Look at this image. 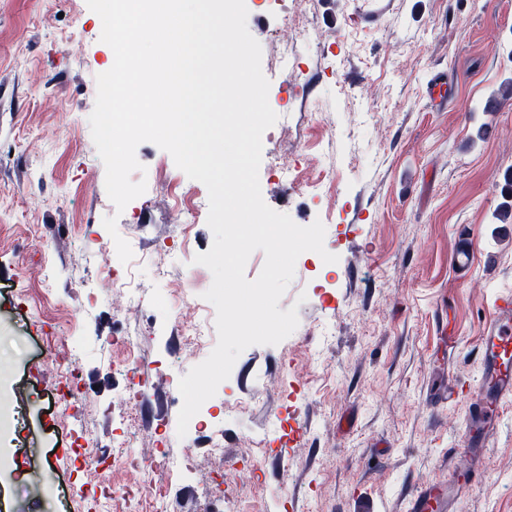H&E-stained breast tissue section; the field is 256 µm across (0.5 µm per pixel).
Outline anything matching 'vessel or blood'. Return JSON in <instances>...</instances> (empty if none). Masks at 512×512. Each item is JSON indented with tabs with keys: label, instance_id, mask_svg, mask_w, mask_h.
I'll use <instances>...</instances> for the list:
<instances>
[{
	"label": "vessel or blood",
	"instance_id": "b4317fda",
	"mask_svg": "<svg viewBox=\"0 0 512 512\" xmlns=\"http://www.w3.org/2000/svg\"><path fill=\"white\" fill-rule=\"evenodd\" d=\"M477 360L475 399L464 415L459 446L448 451V478L421 483L405 512H460L463 497L482 478L489 441L502 424L504 408L512 405L511 290L499 291L493 300Z\"/></svg>",
	"mask_w": 512,
	"mask_h": 512
}]
</instances>
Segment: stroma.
I'll return each instance as SVG.
<instances>
[{"instance_id":"obj_1","label":"stroma","mask_w":512,"mask_h":512,"mask_svg":"<svg viewBox=\"0 0 512 512\" xmlns=\"http://www.w3.org/2000/svg\"><path fill=\"white\" fill-rule=\"evenodd\" d=\"M248 29L262 48L268 101L279 119L265 131L261 192L298 224L321 221L338 260L301 254L278 307L297 306L284 342L238 357L207 401L224 436L223 512H354L368 496L378 512H403L415 486L447 478L464 404L435 406L449 376L474 382L471 355L491 318L496 291L512 290V222L496 215L512 173V106L497 99L512 82V0H245ZM102 22L86 0H0V394L26 415L0 432L13 472L0 475V512H101L120 451L111 417L99 407L127 384L122 351L102 348L111 333L135 336L143 365L169 362L174 377L197 365L164 314L114 315L112 291L83 304L85 275L115 266L129 287L152 295L208 252V191L150 142L136 150L147 189L116 211L89 116L98 74L113 64ZM448 78V100L432 95ZM333 173L335 200L295 189L293 170ZM192 189L174 216L166 181ZM117 216L134 241L131 262L93 247L109 241ZM191 231L181 237L180 222ZM468 230L472 266L452 256ZM45 301L41 318L28 309ZM70 325L84 405L67 419L51 399L66 380L50 363L46 336ZM461 345L449 350L444 334ZM176 386L158 383L135 408L128 435L141 448L179 456L193 444L201 476L214 469L208 433L178 436ZM103 458L80 460L85 442ZM68 450L66 469L31 465ZM256 465L237 484V465ZM170 512H211L196 486L164 472ZM84 487L81 497H49L46 487ZM464 512H512V406L489 444L486 476Z\"/></svg>"}]
</instances>
